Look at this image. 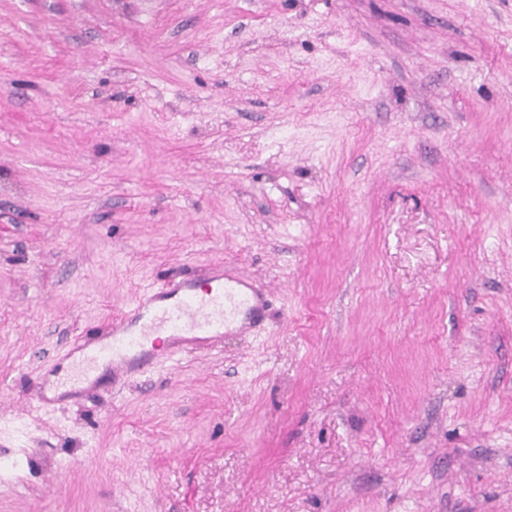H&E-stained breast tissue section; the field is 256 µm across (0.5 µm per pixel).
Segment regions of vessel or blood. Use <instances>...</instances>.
Instances as JSON below:
<instances>
[{
  "label": "vessel or blood",
  "mask_w": 512,
  "mask_h": 512,
  "mask_svg": "<svg viewBox=\"0 0 512 512\" xmlns=\"http://www.w3.org/2000/svg\"><path fill=\"white\" fill-rule=\"evenodd\" d=\"M155 307L150 320H142L147 307ZM264 308L260 294L239 274L217 269L205 294L193 281L165 282L141 296L112 323L109 340L95 344L92 355L61 378L62 387L75 389L91 377L99 363H111L117 374L145 369L165 335L223 336L224 327L239 319L259 320Z\"/></svg>",
  "instance_id": "obj_1"
}]
</instances>
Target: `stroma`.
I'll return each mask as SVG.
<instances>
[{"mask_svg":"<svg viewBox=\"0 0 512 512\" xmlns=\"http://www.w3.org/2000/svg\"><path fill=\"white\" fill-rule=\"evenodd\" d=\"M0 512H512V0H0ZM239 274L217 269L210 278L209 289L199 295L191 280L165 282L141 296L121 318L112 322V336L95 344L92 356L77 364L61 378L60 385L74 390L94 374L100 362H110L117 376L145 369L161 344L160 336L191 334L223 336L224 326L240 318L255 324L263 311L264 301ZM181 298L156 306L154 316L140 323L142 311L163 302L172 294Z\"/></svg>","mask_w":512,"mask_h":512,"instance_id":"1","label":"stroma"}]
</instances>
